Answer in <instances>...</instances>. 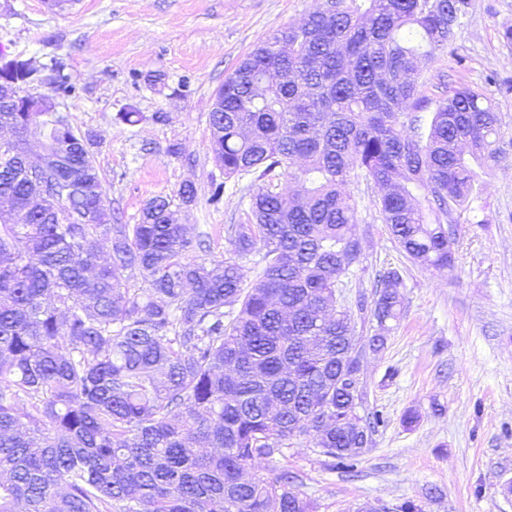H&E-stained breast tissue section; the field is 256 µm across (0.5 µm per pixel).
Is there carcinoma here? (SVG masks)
<instances>
[{"mask_svg": "<svg viewBox=\"0 0 512 512\" xmlns=\"http://www.w3.org/2000/svg\"><path fill=\"white\" fill-rule=\"evenodd\" d=\"M470 0H314L225 77L210 150L232 180L260 182L250 222L228 226V257L156 197L136 224L108 204L91 139L54 112L0 103V124L33 129L0 157V512H310L290 477L254 460L311 436L355 469L382 416L351 423L349 368L382 350L403 279L374 292L377 332L355 336L336 292L361 254L355 179L400 248L454 267L445 224L499 163V117L461 79L427 132H411L417 71L451 46ZM47 95L77 87L63 64ZM42 152L44 164H31ZM298 189L285 194L276 181ZM67 206L60 208V198ZM260 255L248 284L242 262ZM140 276L145 288H133Z\"/></svg>", "mask_w": 512, "mask_h": 512, "instance_id": "obj_1", "label": "carcinoma"}]
</instances>
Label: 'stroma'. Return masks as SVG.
I'll return each instance as SVG.
<instances>
[{"instance_id": "1", "label": "stroma", "mask_w": 512, "mask_h": 512, "mask_svg": "<svg viewBox=\"0 0 512 512\" xmlns=\"http://www.w3.org/2000/svg\"><path fill=\"white\" fill-rule=\"evenodd\" d=\"M312 0H0V52L62 61L77 86L63 100L72 124L91 136L94 162L123 223L144 204L197 189L182 220L209 236L206 261L223 259L226 229L247 221L256 185L244 178L212 205L224 173L209 148V116L225 75L269 32L300 23ZM512 0H471L452 49L418 75L430 104L457 77L484 91L500 116L502 159L482 175L473 208L454 214L455 264L441 273L410 260L372 201L373 183L349 184L362 243L342 296L357 335L373 333L379 276L399 270L403 309L384 349L363 363V410L385 419L355 472L334 466L311 437L255 461L258 476L288 472L311 512H357L364 502L413 500L424 512H512ZM466 60L458 73L456 57ZM143 119L124 124L121 113ZM164 112L158 123L154 113ZM182 148L169 154L171 144ZM413 423H405L406 414Z\"/></svg>"}]
</instances>
